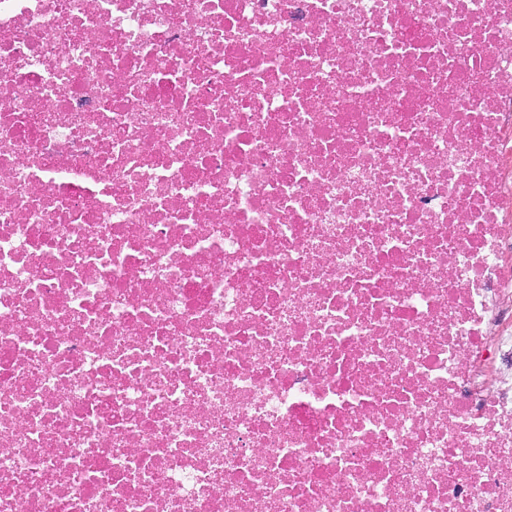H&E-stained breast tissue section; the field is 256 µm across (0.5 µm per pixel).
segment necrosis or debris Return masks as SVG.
Wrapping results in <instances>:
<instances>
[{
    "mask_svg": "<svg viewBox=\"0 0 512 512\" xmlns=\"http://www.w3.org/2000/svg\"><path fill=\"white\" fill-rule=\"evenodd\" d=\"M0 512H512V0H0Z\"/></svg>",
    "mask_w": 512,
    "mask_h": 512,
    "instance_id": "obj_1",
    "label": "necrosis or debris"
}]
</instances>
